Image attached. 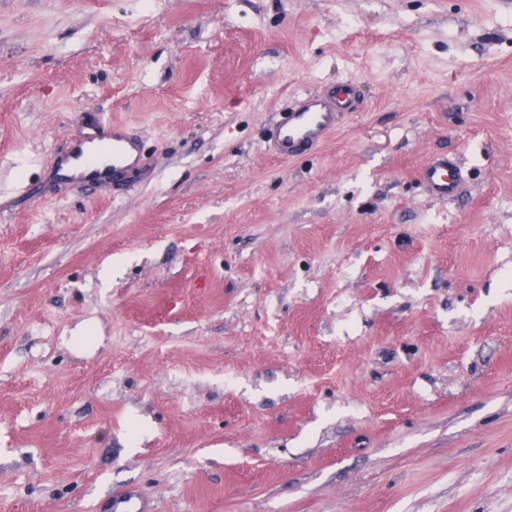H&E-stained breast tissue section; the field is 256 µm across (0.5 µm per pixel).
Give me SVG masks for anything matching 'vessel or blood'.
Here are the masks:
<instances>
[{"label": "vessel or blood", "instance_id": "b4317fda", "mask_svg": "<svg viewBox=\"0 0 512 512\" xmlns=\"http://www.w3.org/2000/svg\"><path fill=\"white\" fill-rule=\"evenodd\" d=\"M353 102L352 84H344L336 90L335 102L318 97L303 100L287 123L278 127L273 147L276 155L291 159L303 150L319 145L324 137L335 128L339 109L349 107ZM136 140L120 127L112 129V168L121 170L136 165L138 158ZM425 182L437 196L449 198L455 195L461 175L453 160L441 158L425 168ZM103 512H154L141 493L127 490L111 496L102 506Z\"/></svg>", "mask_w": 512, "mask_h": 512}]
</instances>
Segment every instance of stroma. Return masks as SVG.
<instances>
[{"instance_id":"1","label":"stroma","mask_w":512,"mask_h":512,"mask_svg":"<svg viewBox=\"0 0 512 512\" xmlns=\"http://www.w3.org/2000/svg\"><path fill=\"white\" fill-rule=\"evenodd\" d=\"M112 123L140 163L76 191ZM124 488L512 512V0H0V512ZM353 99V85L348 83L336 89V106L319 97L303 100L296 111L290 113L288 123L275 132L276 155L292 159L303 150L319 145L335 128L337 111L349 107ZM425 182L437 196L453 197L461 180V175L453 160L447 157L438 159L425 167Z\"/></svg>"}]
</instances>
